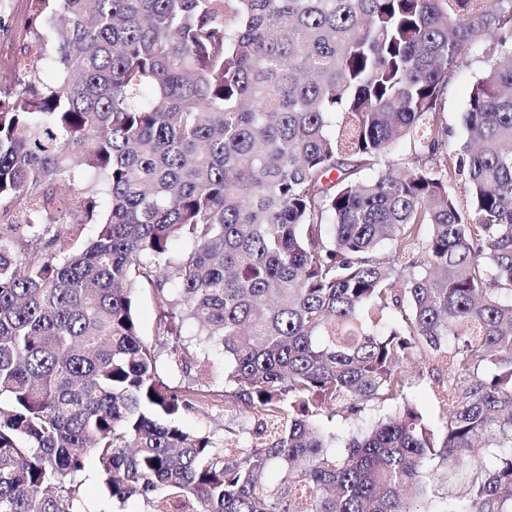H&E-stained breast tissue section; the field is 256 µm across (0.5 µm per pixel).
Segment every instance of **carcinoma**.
Here are the masks:
<instances>
[{
    "label": "carcinoma",
    "instance_id": "1",
    "mask_svg": "<svg viewBox=\"0 0 512 512\" xmlns=\"http://www.w3.org/2000/svg\"><path fill=\"white\" fill-rule=\"evenodd\" d=\"M28 4L35 60L0 66V512H79L89 458L145 512H436L434 457L446 512H512V0ZM413 355L447 366L439 434ZM217 395L248 438L182 425ZM485 64L478 56H472L468 64L447 86L442 99L448 126L455 132L456 141L464 139L463 114L466 112L472 83L480 75ZM135 314L140 326L141 335L145 342L154 341V330L159 318V312L148 291L142 290L135 303Z\"/></svg>",
    "mask_w": 512,
    "mask_h": 512
}]
</instances>
